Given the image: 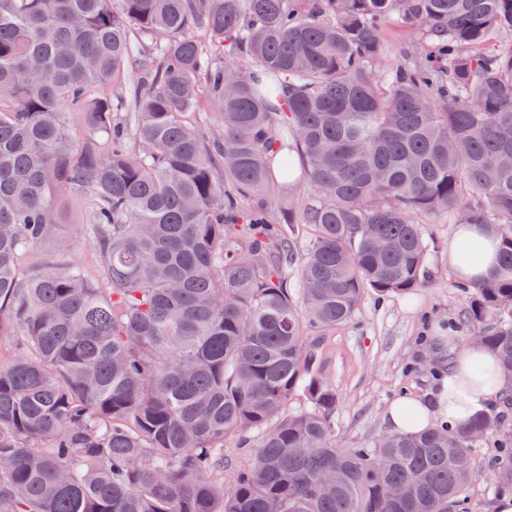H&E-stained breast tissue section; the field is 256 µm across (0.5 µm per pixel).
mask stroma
<instances>
[{
    "mask_svg": "<svg viewBox=\"0 0 512 512\" xmlns=\"http://www.w3.org/2000/svg\"><path fill=\"white\" fill-rule=\"evenodd\" d=\"M311 192L306 182L290 189L277 184L272 193L250 196L245 204L265 206L276 219ZM95 203L86 186L54 193L56 227L39 248L43 265H81L97 273L95 246L85 233ZM426 230L434 240L429 283L409 298H382L365 292L351 323L315 341L317 362L340 396L333 429L344 447L363 448L386 433L384 413L398 397L429 396L438 380V369L428 358L434 337L458 338L467 333L460 316L469 304L470 292L459 287L448 262L452 226L445 219L432 218ZM499 438V433H492L475 450L480 478L466 491V512H496L502 495L487 462L497 454Z\"/></svg>",
    "mask_w": 512,
    "mask_h": 512,
    "instance_id": "obj_1",
    "label": "stroma"
}]
</instances>
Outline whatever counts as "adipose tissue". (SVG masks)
<instances>
[{"label":"adipose tissue","instance_id":"adipose-tissue-1","mask_svg":"<svg viewBox=\"0 0 512 512\" xmlns=\"http://www.w3.org/2000/svg\"><path fill=\"white\" fill-rule=\"evenodd\" d=\"M499 243L482 224L454 225L448 238V261L457 281L476 285L490 277L498 267ZM451 363L439 382L438 398L429 402L405 396L393 402L384 414L387 427L394 432L422 431L438 424L459 427L485 411L499 392L512 388V381L498 378L489 384L471 373L473 363L495 366L493 353L479 346L461 349L448 346Z\"/></svg>","mask_w":512,"mask_h":512}]
</instances>
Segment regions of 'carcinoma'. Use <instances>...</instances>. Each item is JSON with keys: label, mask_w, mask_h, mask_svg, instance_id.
<instances>
[{"label": "carcinoma", "mask_w": 512, "mask_h": 512, "mask_svg": "<svg viewBox=\"0 0 512 512\" xmlns=\"http://www.w3.org/2000/svg\"><path fill=\"white\" fill-rule=\"evenodd\" d=\"M395 19L423 28L417 60L378 75ZM504 28L512 0H0V324L17 329L0 359V512H448L493 431L511 492L512 431L492 409L337 444L339 395L308 340L368 290L424 286V218L486 224L499 263L463 342L512 377ZM136 57L131 88L93 96ZM201 75L223 120L206 143L185 120ZM72 112L104 142L75 143ZM296 149L314 195L278 224L242 207L272 160L301 176ZM84 185L98 279L21 276L54 228L51 194ZM296 224L311 229L300 253ZM232 436L243 462L224 454Z\"/></svg>", "instance_id": "obj_1"}]
</instances>
